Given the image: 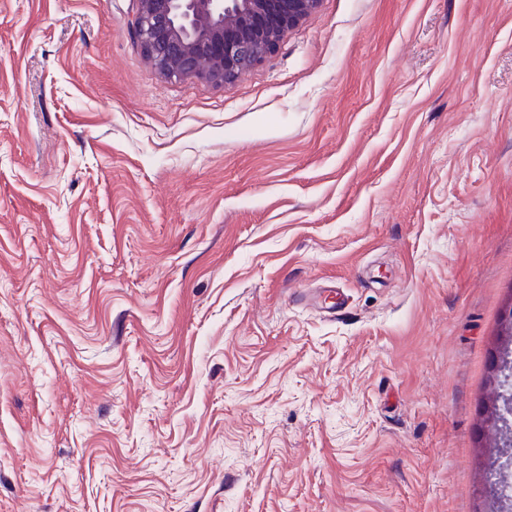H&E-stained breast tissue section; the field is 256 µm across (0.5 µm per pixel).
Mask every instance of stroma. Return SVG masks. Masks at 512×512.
<instances>
[{"mask_svg": "<svg viewBox=\"0 0 512 512\" xmlns=\"http://www.w3.org/2000/svg\"><path fill=\"white\" fill-rule=\"evenodd\" d=\"M131 5L0 0V512H485L512 0H320L226 86Z\"/></svg>", "mask_w": 512, "mask_h": 512, "instance_id": "35a3bbf8", "label": "stroma"}]
</instances>
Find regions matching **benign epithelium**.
Here are the masks:
<instances>
[{"instance_id":"7a95c632","label":"benign epithelium","mask_w":512,"mask_h":512,"mask_svg":"<svg viewBox=\"0 0 512 512\" xmlns=\"http://www.w3.org/2000/svg\"><path fill=\"white\" fill-rule=\"evenodd\" d=\"M319 0H133L129 22L145 58L166 79L197 77L227 85L260 64ZM498 369L495 418L512 424L508 376ZM496 449L497 495L512 498V452Z\"/></svg>"}]
</instances>
